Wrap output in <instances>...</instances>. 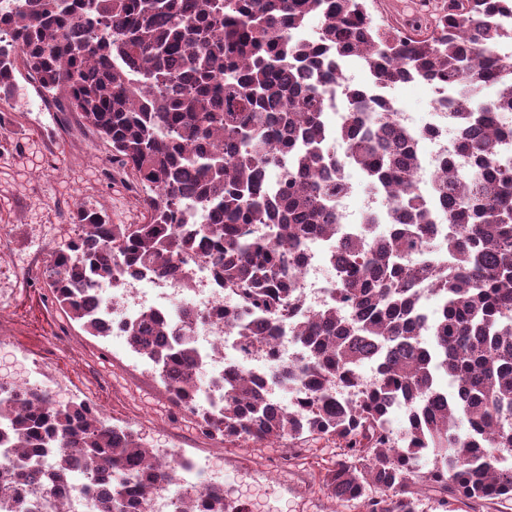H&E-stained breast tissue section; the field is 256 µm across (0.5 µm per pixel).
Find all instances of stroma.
<instances>
[{"mask_svg": "<svg viewBox=\"0 0 512 512\" xmlns=\"http://www.w3.org/2000/svg\"><path fill=\"white\" fill-rule=\"evenodd\" d=\"M8 115L9 129L0 130V225L13 227L10 265L59 248L70 235L75 204L106 208L116 224L140 221L131 183L105 177L110 151L76 116L61 118L22 77ZM46 290L42 280L20 289L11 301L12 349L0 352V371L23 369L26 360L43 353L46 336L63 324ZM71 332L78 347L52 356V369L74 380L83 379L90 367L111 374V386L93 397L112 423L131 427L157 448L179 449L192 460L206 454L221 461L229 497L248 502L254 512H361L354 505H337L321 484V468L336 453L332 443H310L287 479H280L272 466L282 448L210 447L195 420L174 407L161 381L138 364L128 345L87 335L76 326Z\"/></svg>", "mask_w": 512, "mask_h": 512, "instance_id": "1", "label": "stroma"}]
</instances>
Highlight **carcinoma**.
Listing matches in <instances>:
<instances>
[{
  "mask_svg": "<svg viewBox=\"0 0 512 512\" xmlns=\"http://www.w3.org/2000/svg\"><path fill=\"white\" fill-rule=\"evenodd\" d=\"M512 0H441L381 28L366 0H14L0 12V104L16 76L34 84L59 112H74L109 145L112 170L144 191V221L114 224L107 210L76 205L82 232L54 251L46 267L52 300L90 336L100 335L87 307L93 285L124 274L184 272L201 258L238 299L224 325L258 342L243 316L263 319L266 335L298 312L291 269L305 241L324 234L337 250L336 296L304 317L296 343L303 363L279 364L303 386L304 412L270 404L263 383L230 364L216 383L220 412L199 415L201 434L224 446L278 443L297 461L311 441L336 444L321 482L338 503L363 512H419L422 498L448 512L512 508V139L491 121L512 111V28L500 18ZM318 20L316 40L295 33ZM366 56L368 86L346 91L344 116L331 125L334 62ZM409 79L448 89L439 101L459 130L468 170L446 171L424 194L414 183L413 134L395 127L385 91ZM494 89L487 100L476 93ZM345 154L336 156V139ZM363 169L382 188L388 216L364 217L353 240H335L338 179L328 170ZM196 207L207 224H184ZM448 224L446 255L430 237L437 209ZM389 224L381 233L379 225ZM272 227L274 238L250 233ZM434 271L427 297L409 260ZM200 315L185 309L176 335L146 315L125 325L131 349L165 367L173 404L196 402L188 372L197 352L190 333ZM173 339H168V336ZM378 368L373 387L359 375ZM444 372L448 392L435 382ZM31 389L0 400V447L21 449L0 464V497L24 512L21 486L33 491L47 467L68 477L76 459L91 475L122 469L131 487L110 489L105 512H144L146 472L156 450L138 432L90 416L81 403L55 406ZM405 409L403 437L391 427ZM432 457V467L420 465ZM183 512H248L222 493L181 496Z\"/></svg>",
  "mask_w": 512,
  "mask_h": 512,
  "instance_id": "carcinoma-1",
  "label": "carcinoma"
}]
</instances>
